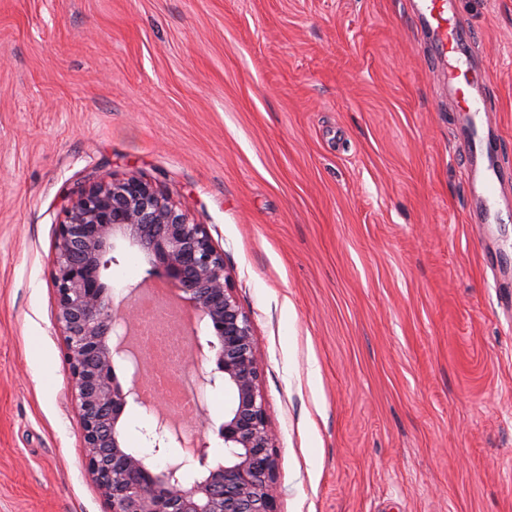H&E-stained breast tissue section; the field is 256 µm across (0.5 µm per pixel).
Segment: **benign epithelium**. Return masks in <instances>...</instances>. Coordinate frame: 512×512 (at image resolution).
Returning <instances> with one entry per match:
<instances>
[{
	"label": "benign epithelium",
	"mask_w": 512,
	"mask_h": 512,
	"mask_svg": "<svg viewBox=\"0 0 512 512\" xmlns=\"http://www.w3.org/2000/svg\"><path fill=\"white\" fill-rule=\"evenodd\" d=\"M119 240L137 248L159 277L184 293L205 323L198 351L215 360L219 375L200 381L212 387L220 381L234 395L218 428L222 462L209 465V443L200 436L186 439L141 393V358L125 346L136 315L115 313L112 289L103 282L118 262ZM51 276L86 471L106 512H276L277 433L260 389L252 323L206 225L190 221L151 180L91 177L64 207ZM120 364L131 377L127 387L116 374ZM132 403L156 413L149 440L153 455L172 457L165 466L126 446L122 418ZM193 462L205 472L189 482L184 468Z\"/></svg>",
	"instance_id": "benign-epithelium-1"
}]
</instances>
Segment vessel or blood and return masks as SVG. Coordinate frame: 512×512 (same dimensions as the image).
<instances>
[{
    "label": "vessel or blood",
    "mask_w": 512,
    "mask_h": 512,
    "mask_svg": "<svg viewBox=\"0 0 512 512\" xmlns=\"http://www.w3.org/2000/svg\"><path fill=\"white\" fill-rule=\"evenodd\" d=\"M412 11L427 23V38L434 62L446 76L448 91L456 98L459 111L466 114L469 125H477L485 104L481 95L469 91L472 39L467 30L453 22L454 0H412ZM495 153L494 141L480 138L474 133L467 138L462 154L464 161L472 167L469 193L488 209L496 203L497 186L512 181V167L508 165H493L486 174L476 170L479 157Z\"/></svg>",
    "instance_id": "b4317fda"
}]
</instances>
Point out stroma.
Here are the masks:
<instances>
[{
  "label": "stroma",
  "mask_w": 512,
  "mask_h": 512,
  "mask_svg": "<svg viewBox=\"0 0 512 512\" xmlns=\"http://www.w3.org/2000/svg\"><path fill=\"white\" fill-rule=\"evenodd\" d=\"M512 163V0H458ZM408 0H0V512H106L51 278L88 175L156 181L224 252L279 433L277 512H512V183ZM105 274L133 308L148 261ZM179 369L212 421L233 401Z\"/></svg>",
  "instance_id": "stroma-1"
}]
</instances>
